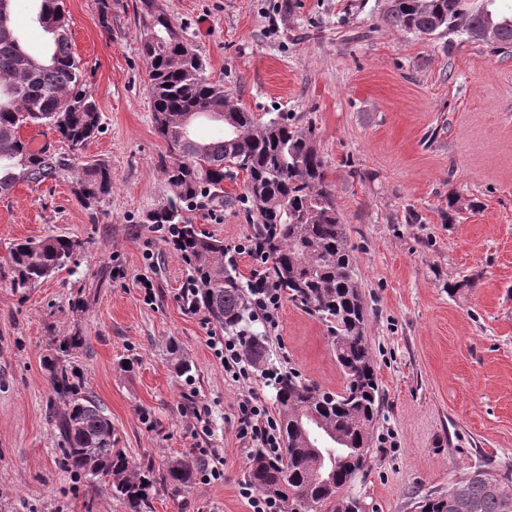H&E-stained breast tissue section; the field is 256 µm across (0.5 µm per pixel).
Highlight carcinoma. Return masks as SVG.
<instances>
[{
    "label": "carcinoma",
    "mask_w": 512,
    "mask_h": 512,
    "mask_svg": "<svg viewBox=\"0 0 512 512\" xmlns=\"http://www.w3.org/2000/svg\"><path fill=\"white\" fill-rule=\"evenodd\" d=\"M12 0H0V195L20 182L40 184L65 178L69 159L34 151L21 136L24 127H45L74 149L100 126L97 103L74 55L64 0H36V21L49 36V49L22 53L11 14ZM500 0H389L385 21L425 36L460 34L476 40L483 28H497V49L512 48V13ZM140 46L149 69V94L157 135L168 155L160 168L174 196L150 210L146 221L168 226L173 245L188 262L186 303L203 310L224 331L244 341L250 362L270 360L265 338L253 332L245 303L244 283L235 263L226 258L224 242L206 235L185 211L202 199L224 201V180L245 176L253 237L266 245L268 274L288 300L324 322L336 361L345 379L356 378L357 392L346 384L336 393L297 380L294 374L274 379L275 399L285 448L272 459L257 450L250 458L248 482L260 493L281 501L287 512H363L361 502L343 491L368 466L369 453L356 443L371 441L380 404V387L365 334L367 315L350 254L345 225L328 183V168L310 127L292 126L280 118L262 120L245 109L234 113L224 136L193 138L182 118L201 117L224 123V85L207 75L204 59L159 7L158 0H139ZM112 193V171L101 161L86 162L74 176V194L86 209ZM81 244L59 235L24 239L8 249L12 286L25 290L64 268ZM86 345L74 333L59 340L56 355L44 369L59 405L51 421L60 439L61 463L81 480L102 484L127 512H152L157 488L178 490L189 484L197 462L172 460L157 474L138 464L117 440L112 420L85 390L72 352ZM318 417L336 431L338 457L331 482L312 478L313 449L303 447L299 420ZM418 512H512V470L477 467L450 484L448 492L426 495Z\"/></svg>",
    "instance_id": "carcinoma-1"
}]
</instances>
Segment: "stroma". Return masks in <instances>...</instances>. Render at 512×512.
I'll return each mask as SVG.
<instances>
[{
	"mask_svg": "<svg viewBox=\"0 0 512 512\" xmlns=\"http://www.w3.org/2000/svg\"><path fill=\"white\" fill-rule=\"evenodd\" d=\"M242 107L313 127L356 260L382 401L364 477L345 491L365 512H416L475 467L512 470V51L386 25L387 0H159ZM139 0H65L73 50L89 74L100 131L70 150L99 159L112 192L85 209L70 183L0 196V512H126L67 472L43 361L87 339L73 362L112 419L117 445L163 468L190 456L222 479L158 489L153 512H249L239 494L250 451L235 437L240 391L207 346L217 323L183 302L188 265L148 210L173 192L158 167ZM230 204L192 221L226 247L252 234ZM80 242L74 261L20 293L7 252L26 237ZM456 293H449L450 285ZM177 341L192 380L174 370ZM273 367L325 390L344 376L324 323L291 302L267 336Z\"/></svg>",
	"mask_w": 512,
	"mask_h": 512,
	"instance_id": "1",
	"label": "stroma"
}]
</instances>
